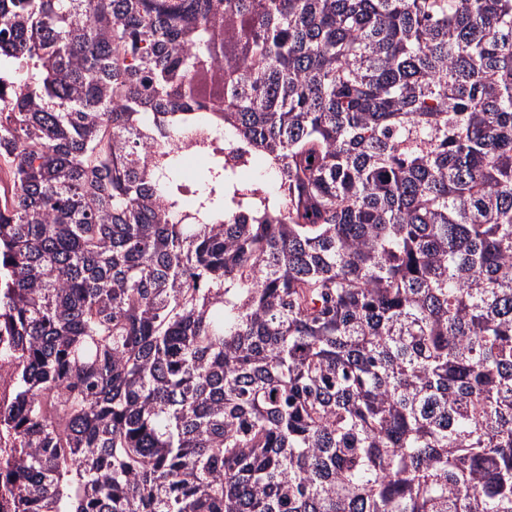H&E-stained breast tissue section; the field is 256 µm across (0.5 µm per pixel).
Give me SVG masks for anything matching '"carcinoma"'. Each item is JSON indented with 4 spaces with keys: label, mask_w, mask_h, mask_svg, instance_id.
Wrapping results in <instances>:
<instances>
[{
    "label": "carcinoma",
    "mask_w": 512,
    "mask_h": 512,
    "mask_svg": "<svg viewBox=\"0 0 512 512\" xmlns=\"http://www.w3.org/2000/svg\"><path fill=\"white\" fill-rule=\"evenodd\" d=\"M9 65L13 512H512V0H0Z\"/></svg>",
    "instance_id": "obj_1"
}]
</instances>
